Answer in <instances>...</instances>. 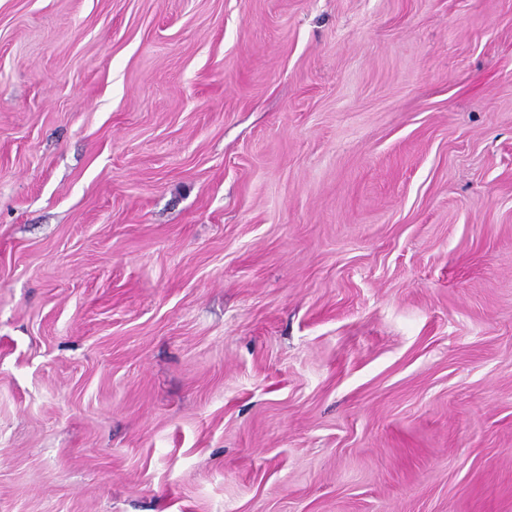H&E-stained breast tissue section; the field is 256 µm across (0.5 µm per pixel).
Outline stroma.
<instances>
[{"instance_id": "1", "label": "stroma", "mask_w": 512, "mask_h": 512, "mask_svg": "<svg viewBox=\"0 0 512 512\" xmlns=\"http://www.w3.org/2000/svg\"><path fill=\"white\" fill-rule=\"evenodd\" d=\"M0 512H512V0H0Z\"/></svg>"}]
</instances>
